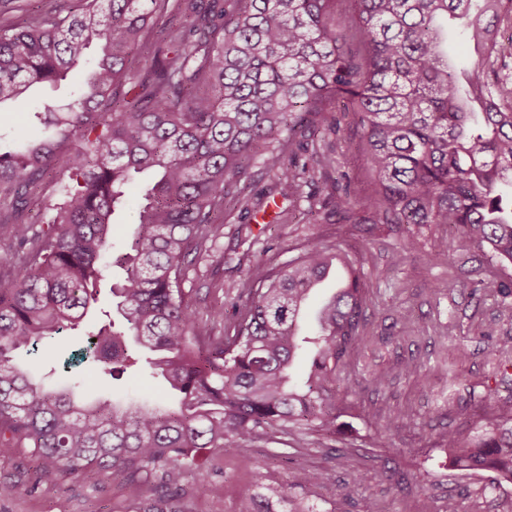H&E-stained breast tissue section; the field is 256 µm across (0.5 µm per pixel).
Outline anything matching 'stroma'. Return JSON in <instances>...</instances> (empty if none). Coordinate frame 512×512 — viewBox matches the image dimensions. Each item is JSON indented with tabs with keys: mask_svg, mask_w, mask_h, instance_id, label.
<instances>
[{
	"mask_svg": "<svg viewBox=\"0 0 512 512\" xmlns=\"http://www.w3.org/2000/svg\"><path fill=\"white\" fill-rule=\"evenodd\" d=\"M337 127L322 145L338 164L318 171L308 191L324 200L314 224L289 215L279 200L273 223L251 224L248 246H241L238 221L219 225L207 250L191 254L183 267L186 304L206 335L230 332L239 295L272 269L301 253L312 239L340 246L362 262L367 284L365 333L371 341L354 353L336 374V396L346 406L335 432L305 428L258 437L246 447L213 459L205 491L193 474L178 484L184 512H234L238 498L266 483L291 480L294 464L274 457L281 445L298 449L305 464L324 469L329 481L316 488L319 512H441L455 498L463 512H512V483L498 484L490 470L464 472L451 464L441 438L457 426L456 411L471 398L494 392L500 406L512 407V371L503 372L498 347L483 337L487 325L512 336V297L502 298L495 283L512 278L506 269L487 266L477 253L449 248L439 253L440 239L454 238L444 224H341L328 200L335 185L347 182L353 193L364 187L361 160L354 155L351 115L327 113ZM433 254L427 264L406 262L391 268L393 251L404 244ZM222 309L221 319L212 312ZM419 362L427 383L400 374L407 361ZM459 370L457 385L448 383V366ZM384 385H374L376 376ZM390 426L391 447H372L375 426ZM37 462L24 451L0 456V483L13 485L0 498V512H133L134 500L121 477L108 473L63 474L56 483H41ZM357 484L346 494V484Z\"/></svg>",
	"mask_w": 512,
	"mask_h": 512,
	"instance_id": "obj_1",
	"label": "stroma"
}]
</instances>
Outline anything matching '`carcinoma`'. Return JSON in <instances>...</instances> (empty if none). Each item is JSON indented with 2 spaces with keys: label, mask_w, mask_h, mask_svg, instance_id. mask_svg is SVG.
I'll return each instance as SVG.
<instances>
[{
  "label": "carcinoma",
  "mask_w": 512,
  "mask_h": 512,
  "mask_svg": "<svg viewBox=\"0 0 512 512\" xmlns=\"http://www.w3.org/2000/svg\"><path fill=\"white\" fill-rule=\"evenodd\" d=\"M345 0H78L62 13L51 3L0 21V104L17 103L42 127L0 133V237L16 252L0 266V455L22 445L40 462L38 480L63 472L112 470L131 489L156 482L136 512H182L175 480L200 482L208 459L286 427L335 425L346 407L330 383L337 368L370 341L360 330L366 284L360 260L310 242L287 264L247 289L234 333L204 337L180 288L192 247L222 217H256V173L294 210L315 213L303 187L336 157L314 148L316 116L336 104L353 113L367 190H335L336 214L353 224H446L456 248L512 264V70L499 22L512 0H352V39L336 33ZM469 63L448 52L449 24ZM100 54L63 112L30 99L37 83L67 78L92 44ZM259 171H253V167ZM152 174L137 228L120 251L112 215L125 188ZM54 181L42 221L27 214L34 189ZM429 257L392 253L397 268ZM345 285L317 312L313 336L300 335L309 292L333 262ZM122 328L93 312L109 268ZM82 327L89 373L102 394L79 399L82 374L60 372L51 387L22 350ZM484 336L506 354L512 337L489 324ZM309 354L307 376L291 374ZM161 376L179 396L112 398L114 382L135 369ZM477 435L448 430L442 441L459 470H493L512 482V414L479 397ZM290 483L271 495L246 493L235 512H316L312 490L330 479L295 458Z\"/></svg>",
  "instance_id": "carcinoma-1"
}]
</instances>
